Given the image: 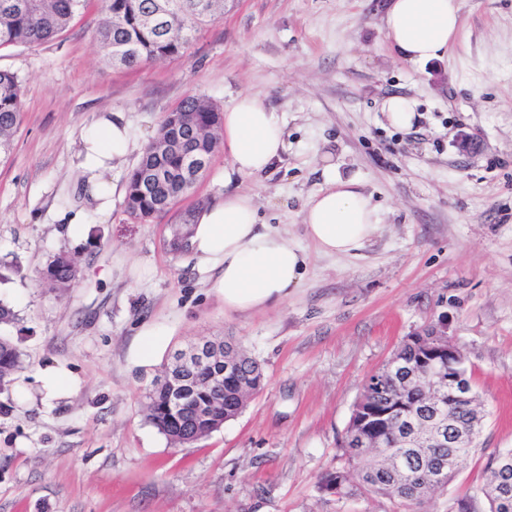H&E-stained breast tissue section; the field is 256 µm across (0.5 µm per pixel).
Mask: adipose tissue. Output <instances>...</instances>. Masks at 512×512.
Segmentation results:
<instances>
[{"label": "adipose tissue", "instance_id": "adipose-tissue-1", "mask_svg": "<svg viewBox=\"0 0 512 512\" xmlns=\"http://www.w3.org/2000/svg\"><path fill=\"white\" fill-rule=\"evenodd\" d=\"M460 0H391L384 28L396 52L411 62L440 58L455 39ZM224 150L233 174L252 177L270 170L285 150V125L257 96L239 95L224 111ZM84 191L107 211L103 178L136 139L123 113L98 116L80 134ZM305 235L325 256H348L378 231V208L355 181L334 179L309 197L303 209ZM190 251L207 273L225 310L249 312L285 300L301 285L307 252L279 227L259 221L255 195L228 192L199 209L191 226Z\"/></svg>", "mask_w": 512, "mask_h": 512}]
</instances>
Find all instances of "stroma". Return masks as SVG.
Returning a JSON list of instances; mask_svg holds the SVG:
<instances>
[{
  "label": "stroma",
  "instance_id": "1",
  "mask_svg": "<svg viewBox=\"0 0 512 512\" xmlns=\"http://www.w3.org/2000/svg\"><path fill=\"white\" fill-rule=\"evenodd\" d=\"M461 30L441 57L401 60L381 18L387 0H224L177 56L133 69L103 63L99 0L32 48H0L21 83V122L0 162V324L25 368L0 392V512H393L385 498L318 492L366 379L410 335L443 329L461 349L485 412L480 446L426 503L448 512L480 488L490 453L512 448V0H461ZM242 93L283 117L287 149L261 176L225 178L216 149L172 214L139 222L126 180L165 115L191 96L219 109ZM412 99L419 118L391 126L382 104ZM124 113L136 148L105 176L112 207L83 200L79 133ZM478 142L461 153L460 136ZM357 181L380 229L355 254L311 253L286 300L228 312L192 254L164 245L177 213L255 194L262 222L306 244L302 208L330 175ZM84 238L65 237L74 214ZM79 276L40 279L57 253ZM167 334L153 361L139 330ZM234 337L264 372L244 411L173 446L145 417V393L172 354ZM63 378L56 394L46 372Z\"/></svg>",
  "mask_w": 512,
  "mask_h": 512
}]
</instances>
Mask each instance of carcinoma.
Instances as JSON below:
<instances>
[{
	"mask_svg": "<svg viewBox=\"0 0 512 512\" xmlns=\"http://www.w3.org/2000/svg\"><path fill=\"white\" fill-rule=\"evenodd\" d=\"M90 0H0V48L14 45L44 43L66 30L72 19L84 10ZM167 12H159L160 0H102L106 21L98 28L96 40L103 57L115 66L136 67L179 54L198 27L217 20L224 14V0H168ZM178 112L195 113L201 136L216 144L223 136L222 125L209 128L212 113L217 108L200 97H189L177 108ZM21 88L14 74L0 70V161L12 149V136L20 123ZM194 152L188 143L167 156L165 163L179 170L186 156ZM192 187L179 189L171 184L156 185L144 192L138 180V169H133L127 180L126 212L134 219L146 220L169 213L176 202ZM195 211L179 215L170 227L167 250L177 257L189 251L190 226ZM44 278L57 288H68L77 278L76 265L65 253L53 256ZM24 368L23 353L9 338L0 336V391L14 380ZM240 378L262 386L263 373L256 359L243 355ZM404 373L397 366L385 364L370 375L363 386L361 398L373 416L372 423L380 426L386 435L388 447L373 450L354 445H340L342 464L326 471L317 482L324 495H333L336 501L364 494L386 498L395 505L396 512H423L424 501L448 486L455 472L449 466L452 449L448 443L430 442L419 448L403 447L408 437L406 419L401 410L390 404L388 394L402 385ZM435 383L440 394L439 411L458 426H468L476 419L473 410L461 403H448V366L430 374L429 378L410 382L404 387V405L424 415L430 414L429 384ZM235 381L224 380V402L213 406L207 419L195 420L185 413L176 418L166 407V400L153 388L147 395V418L171 442L196 433L206 435L224 424V409L234 399ZM502 451L488 456L484 466L483 487L498 478V459ZM362 478L353 481V472Z\"/></svg>",
	"mask_w": 512,
	"mask_h": 512,
	"instance_id": "obj_1",
	"label": "carcinoma"
}]
</instances>
